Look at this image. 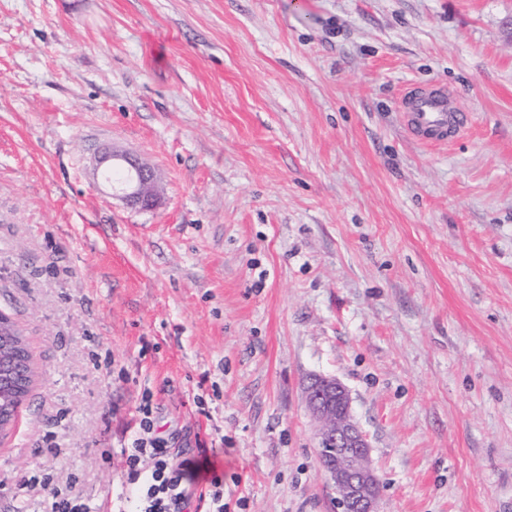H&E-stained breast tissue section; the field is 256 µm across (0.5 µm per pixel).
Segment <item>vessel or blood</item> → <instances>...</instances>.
<instances>
[{
  "mask_svg": "<svg viewBox=\"0 0 512 512\" xmlns=\"http://www.w3.org/2000/svg\"><path fill=\"white\" fill-rule=\"evenodd\" d=\"M400 109L410 135L427 146L453 142L471 123L470 113L450 109L447 94L436 88H407L401 97Z\"/></svg>",
  "mask_w": 512,
  "mask_h": 512,
  "instance_id": "b4317fda",
  "label": "vessel or blood"
}]
</instances>
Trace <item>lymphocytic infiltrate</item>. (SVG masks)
Returning a JSON list of instances; mask_svg holds the SVG:
<instances>
[{
	"label": "lymphocytic infiltrate",
	"instance_id": "lymphocytic-infiltrate-1",
	"mask_svg": "<svg viewBox=\"0 0 512 512\" xmlns=\"http://www.w3.org/2000/svg\"><path fill=\"white\" fill-rule=\"evenodd\" d=\"M135 435L120 449L123 484L129 490L131 512H230L245 506V498L224 500V477L206 452L185 457L156 436L149 399L135 408Z\"/></svg>",
	"mask_w": 512,
	"mask_h": 512
}]
</instances>
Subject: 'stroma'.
<instances>
[{
	"label": "stroma",
	"mask_w": 512,
	"mask_h": 512,
	"mask_svg": "<svg viewBox=\"0 0 512 512\" xmlns=\"http://www.w3.org/2000/svg\"><path fill=\"white\" fill-rule=\"evenodd\" d=\"M411 84L472 115L429 148ZM151 164L159 204L94 182ZM0 311L39 376L0 442L117 494L143 391L245 512H342L303 384L349 391L378 512H512V0H0ZM95 162L96 173L100 172L105 181L112 183L113 197H119L131 207L146 209L155 205L156 174L150 166L114 148L98 154ZM115 168H122L126 173L123 179L114 184L111 175Z\"/></svg>",
	"instance_id": "obj_1"
}]
</instances>
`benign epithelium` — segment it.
<instances>
[{
  "instance_id": "7a95c632",
  "label": "benign epithelium",
  "mask_w": 512,
  "mask_h": 512,
  "mask_svg": "<svg viewBox=\"0 0 512 512\" xmlns=\"http://www.w3.org/2000/svg\"><path fill=\"white\" fill-rule=\"evenodd\" d=\"M95 171L112 181V170L125 176L112 185V195L131 207L157 202L156 174L148 165L114 148L95 158ZM29 377L25 352L0 312V412L11 418L23 404L20 387ZM308 411L316 424L321 470L336 491L344 512H377L381 484L371 462V445L354 421L346 387L333 377L313 375L303 387Z\"/></svg>"
}]
</instances>
